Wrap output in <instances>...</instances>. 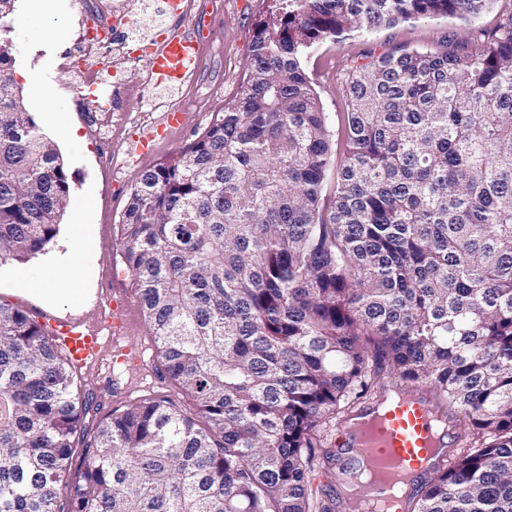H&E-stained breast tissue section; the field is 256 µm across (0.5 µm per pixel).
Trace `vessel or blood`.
<instances>
[{"mask_svg": "<svg viewBox=\"0 0 512 512\" xmlns=\"http://www.w3.org/2000/svg\"><path fill=\"white\" fill-rule=\"evenodd\" d=\"M204 31H170L152 52V69L167 81L185 80L189 71L183 60L187 52H200ZM54 338L60 339L71 358L100 362L104 352L101 328H83L81 322L54 323ZM429 406L420 398L406 396L387 410H370L355 417L341 433L344 455L370 470L357 495L371 503V512H388L399 492L400 481L415 483L429 472L444 442L435 429Z\"/></svg>", "mask_w": 512, "mask_h": 512, "instance_id": "vessel-or-blood-1", "label": "vessel or blood"}]
</instances>
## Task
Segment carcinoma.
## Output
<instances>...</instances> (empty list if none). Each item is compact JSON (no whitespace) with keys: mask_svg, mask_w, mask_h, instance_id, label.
<instances>
[{"mask_svg":"<svg viewBox=\"0 0 512 512\" xmlns=\"http://www.w3.org/2000/svg\"><path fill=\"white\" fill-rule=\"evenodd\" d=\"M494 0H269L239 96L123 216L125 264L168 375L199 416L87 413L45 326L0 304V512H311L317 433L393 388L468 426L401 512H512V13L440 52L348 68L344 154L308 50ZM0 0V265L46 250L70 184L13 76ZM369 400L361 406L362 399Z\"/></svg>","mask_w":512,"mask_h":512,"instance_id":"obj_1","label":"carcinoma"}]
</instances>
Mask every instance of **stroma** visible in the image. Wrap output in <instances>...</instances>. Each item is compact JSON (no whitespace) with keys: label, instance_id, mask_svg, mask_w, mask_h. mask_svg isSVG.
Segmentation results:
<instances>
[{"label":"stroma","instance_id":"stroma-1","mask_svg":"<svg viewBox=\"0 0 512 512\" xmlns=\"http://www.w3.org/2000/svg\"><path fill=\"white\" fill-rule=\"evenodd\" d=\"M163 0H111L116 17L122 24H135L147 46L156 45L163 30L159 26ZM190 17L181 21L191 28L194 21L208 20L213 36L201 51L197 71L172 90L173 101L185 110L190 121L186 128L159 137L153 151L144 156L131 155L143 132L157 129L164 122L163 111L147 113L132 121L123 112L115 113L108 127L89 122L82 106L97 96L94 88L77 85L76 78L64 65V57L78 54V32L89 16L90 0H53L50 15L33 14L27 0H17L14 14V76L18 85L28 77H37L52 96L64 104L71 136L47 125L44 105L28 98V110L37 123L56 142L71 182L68 206L60 230L52 244L42 253L22 262L0 266V303L26 311L43 325L53 321L78 318L94 326L99 309L106 300L119 297L125 303L119 344L139 352L140 361L126 360L120 381H113L108 369L76 368L74 386L79 392L92 393L97 410L91 411L88 423L108 417L112 410L126 408L147 399L165 400L182 413L196 416L198 405L193 394L176 384L168 375L156 347L153 327L144 314L134 280L124 264L122 217L129 196L140 173L171 158L189 145L204 129L234 102L249 68L255 22L265 10L266 0H193ZM506 0L494 4L471 24L434 17L414 19L377 29L365 38L347 36L338 42L319 44L303 60V66L318 93L328 117L334 144H342L341 119L348 110L342 83L351 59L394 48L442 49L449 35L467 40L475 30L492 31L507 10ZM151 68L149 54H142L124 74L128 93L126 109L162 97L158 87L147 82ZM80 227L91 246L76 255L70 249L73 227ZM70 268L79 296L69 300L60 296L55 303L19 289L22 281L39 280L52 268ZM342 458H316L309 474L308 487L316 504L333 503L334 512H344V489L339 473Z\"/></svg>","mask_w":512,"mask_h":512}]
</instances>
